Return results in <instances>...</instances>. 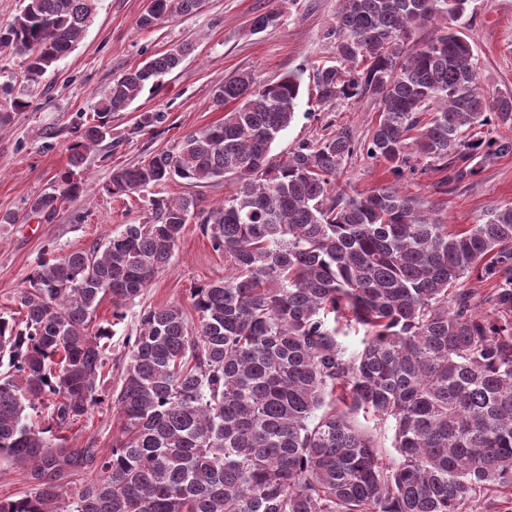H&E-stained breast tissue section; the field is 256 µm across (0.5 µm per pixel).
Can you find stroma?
Returning <instances> with one entry per match:
<instances>
[{
    "label": "stroma",
    "instance_id": "obj_1",
    "mask_svg": "<svg viewBox=\"0 0 512 512\" xmlns=\"http://www.w3.org/2000/svg\"><path fill=\"white\" fill-rule=\"evenodd\" d=\"M147 4L100 0L84 39L35 90L21 77L23 55L0 49V84L10 83L12 96L31 102L10 126L0 129V213L20 216L19 223L0 224V314L9 311L14 295L27 287L44 253L88 249L124 225L145 223L147 198L191 195L207 209L233 193V184L224 181L190 186L178 180L149 188L140 199L106 191L113 169L140 164L186 133L222 119L224 111L214 107L212 90L224 78L248 71L261 84L303 72L296 115L273 143L275 156L319 138L327 128L347 129L366 139L376 122L377 107L368 99L316 108L311 67L334 59L327 33L336 21L339 0H204L194 13L143 30L138 20ZM271 10L280 12L279 23L253 32L252 17ZM462 24L478 59L481 86L496 94L512 91V0H470ZM182 44L193 50L180 67L162 77L159 86L145 89L125 111L113 113L111 136L88 153L83 166L72 168L71 130L78 116L92 115L113 79L126 69ZM146 111L163 113L165 119L135 131L139 115ZM67 174L90 186L91 194L63 201L50 218L27 214L29 202ZM444 177L443 171L432 168L406 179L403 189L425 205L436 206L441 218L453 225L478 223L491 210L512 202V155L487 162L456 186L445 184ZM389 178L385 162L357 154L345 163L340 181L355 195L381 187ZM224 274L223 254L213 250L199 224H186L169 266L156 274L126 319L115 326L107 342L101 391L112 396L121 386L127 344L139 332L140 310L175 305L189 324H197L191 289ZM119 425L115 407L104 404L65 435L71 447L107 451Z\"/></svg>",
    "mask_w": 512,
    "mask_h": 512
}]
</instances>
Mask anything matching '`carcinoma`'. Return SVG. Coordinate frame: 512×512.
I'll return each mask as SVG.
<instances>
[{
  "instance_id": "obj_1",
  "label": "carcinoma",
  "mask_w": 512,
  "mask_h": 512,
  "mask_svg": "<svg viewBox=\"0 0 512 512\" xmlns=\"http://www.w3.org/2000/svg\"><path fill=\"white\" fill-rule=\"evenodd\" d=\"M99 0H26L0 26V48L25 56V81L83 39ZM469 0H340L335 63L312 73L316 103L370 99L369 138L345 131L271 155L295 118L301 74L259 84L240 72L215 85L224 118L142 164L112 171L108 192L139 194L180 179L236 191L208 209L153 196L148 221L103 246L50 252L0 314V459L32 491L0 512H512V205L478 224L445 223L403 190L422 167L457 184L480 151L512 155V94L487 96L472 45L456 28L414 41L421 26L459 20ZM202 0H149L152 29ZM280 13L255 16L261 32ZM189 48L157 53L112 80L70 164L110 134L112 113L176 70ZM30 102L12 99L0 128ZM393 180L351 195L336 179L357 153ZM87 193L65 178L34 198L51 217ZM231 273L191 292L197 327L176 306L146 308L130 342L105 453L61 432L103 402L102 340L166 268L191 218ZM112 320L93 323L104 299ZM363 331L360 353L339 340ZM50 409L28 423L26 409ZM394 424L398 459L356 416ZM81 482L76 490L70 485Z\"/></svg>"
}]
</instances>
